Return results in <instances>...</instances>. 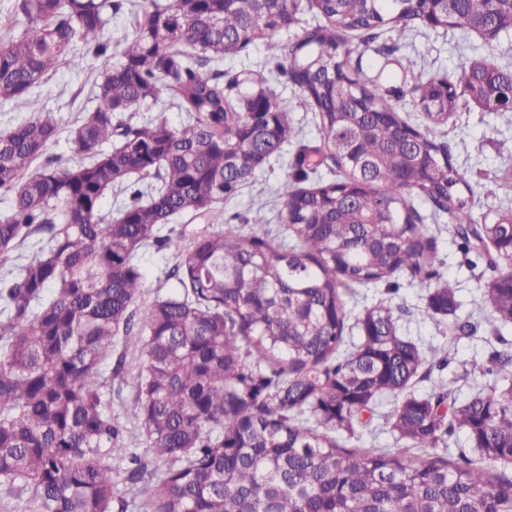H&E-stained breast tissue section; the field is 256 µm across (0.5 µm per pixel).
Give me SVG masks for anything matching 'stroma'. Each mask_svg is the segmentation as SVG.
<instances>
[{
    "mask_svg": "<svg viewBox=\"0 0 512 512\" xmlns=\"http://www.w3.org/2000/svg\"><path fill=\"white\" fill-rule=\"evenodd\" d=\"M379 43L396 46L397 57L407 59V69L399 74L398 80L409 86L423 74L455 75L458 65L466 58L494 62L500 59L496 40L474 33L465 35L450 28L420 27L405 44L397 43L393 34L387 33ZM96 71L97 65L91 59L78 72L60 69L36 98L37 106L52 108L61 116L58 140L46 151L57 166H66L75 159L67 143L69 129L84 109ZM434 132L438 139L450 144L456 165L470 175L477 218L490 223L500 213L512 211V188H495L491 194L485 191L486 185H492L496 179L504 157L512 154V112H483L466 103L448 123L435 127ZM295 153V145H285L280 156L272 158L234 198L221 204L222 221L187 216L174 223L175 232L189 238L236 222L243 231H263L272 241L282 240L285 232L279 213L284 204L279 189L292 173L290 164ZM433 230L438 239L439 271L455 281L458 313L472 318L477 326L473 335L453 338L447 323L429 318L425 311L426 286L407 278L402 279L399 291L394 294L386 293L381 287L352 288L348 306L359 313L382 302L390 304L400 335L448 357L446 368L435 367L430 377L416 378L414 392L428 394L439 380L451 379L458 400L464 401L479 382L471 372V364L486 357L495 333L487 313L478 308L481 268L468 266L447 222L434 225Z\"/></svg>",
    "mask_w": 512,
    "mask_h": 512,
    "instance_id": "35a3bbf8",
    "label": "stroma"
}]
</instances>
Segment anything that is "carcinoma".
<instances>
[{
    "label": "carcinoma",
    "mask_w": 512,
    "mask_h": 512,
    "mask_svg": "<svg viewBox=\"0 0 512 512\" xmlns=\"http://www.w3.org/2000/svg\"><path fill=\"white\" fill-rule=\"evenodd\" d=\"M121 9L0 0V101L30 112L0 131V512H128L137 499L148 512H512V475L430 453L462 431L512 470V350L473 364L486 382L462 403L451 380L417 396L425 351L397 334L388 305L354 315L347 302L355 286L395 292L408 277L428 286L431 319L470 335L428 227L446 216L468 264L485 266L480 308L512 323V212L479 223L449 143L400 115L402 88L351 62L352 42L367 48L386 29L398 41L422 25L509 34L512 0H140L116 51L104 31ZM307 10L316 25L275 40ZM260 41L263 68H221ZM89 55L91 106L69 137L79 160L41 164L60 121L30 111L35 91ZM285 82L320 139L300 146L280 187L291 241L232 228L185 241L174 218L219 220L217 206L297 137ZM510 90L512 67L473 59L458 82L433 74L410 94L439 125L464 95L512 111ZM166 102L187 114L181 127L162 112L138 120ZM114 189L112 218L102 203ZM151 249L169 253L177 291L145 289ZM129 378L130 427L110 399ZM384 397L406 447H347Z\"/></svg>",
    "instance_id": "carcinoma-1"
}]
</instances>
